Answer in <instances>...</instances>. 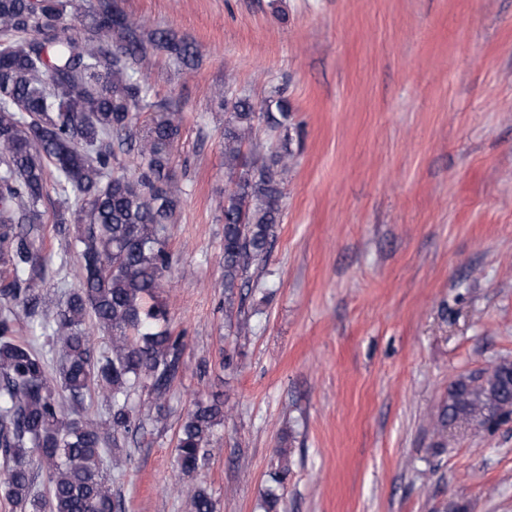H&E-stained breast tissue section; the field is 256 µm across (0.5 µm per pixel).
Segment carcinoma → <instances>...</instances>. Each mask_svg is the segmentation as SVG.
Returning <instances> with one entry per match:
<instances>
[{
	"label": "carcinoma",
	"mask_w": 512,
	"mask_h": 512,
	"mask_svg": "<svg viewBox=\"0 0 512 512\" xmlns=\"http://www.w3.org/2000/svg\"><path fill=\"white\" fill-rule=\"evenodd\" d=\"M163 51L189 67L196 44L171 29L144 32L116 0H98L83 15L73 0H0V494L13 512H123L104 469L107 441L143 426L132 394L153 401L164 420L171 383L183 369L185 336L170 326L159 299L171 268L170 224L181 189L171 160L183 112L156 100L140 78V64ZM224 108V167L236 177L224 197V288L230 292L270 251L282 218L281 175L292 163L287 145L263 154L244 151L256 125L270 132L288 125L290 107L276 88L255 106L248 96ZM155 116L138 124V114ZM140 156L128 176L112 143ZM58 196L47 215L48 188ZM86 225L69 242L60 265L77 258L80 282L64 291L53 316L39 314L36 285L45 280L46 224ZM23 307L31 338L14 308ZM93 322L110 334L108 352L95 355ZM58 359V378L48 374ZM99 392L106 420L72 413L60 400L80 402ZM512 417V363L484 376L456 381L439 415L490 431ZM224 422V403L197 401L182 421L175 461L189 476L205 466L206 448ZM46 477L34 488L32 460ZM188 512H215L209 488L179 487Z\"/></svg>",
	"instance_id": "1"
}]
</instances>
